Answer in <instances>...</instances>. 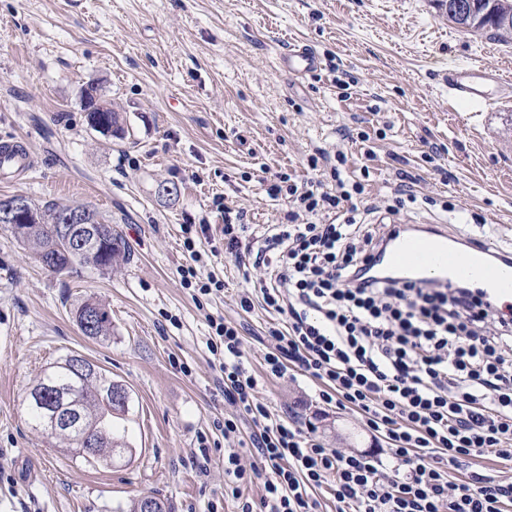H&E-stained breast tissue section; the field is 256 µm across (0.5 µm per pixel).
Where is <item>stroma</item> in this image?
I'll return each mask as SVG.
<instances>
[{
    "mask_svg": "<svg viewBox=\"0 0 512 512\" xmlns=\"http://www.w3.org/2000/svg\"><path fill=\"white\" fill-rule=\"evenodd\" d=\"M296 42L317 51L320 72L279 71L278 55ZM466 63L512 71V43L462 31L438 0H0V142H22L34 157L21 175H0V197L87 205L131 249L118 270L60 275L0 225V512H130L144 495L169 512H234L218 429L232 408L206 347L208 320L241 324L260 374L272 317L240 310V292L264 272L225 253L203 256L223 292L197 298L180 281L181 225L206 217L220 236L214 196L265 231L288 201L266 194L264 175L303 184L315 178L311 154L341 151L345 174L369 165V204L407 175L418 194L456 205L395 223L444 224L512 249V90L488 108L449 101L441 75ZM90 90L120 112L125 137L88 125ZM474 213L483 224L470 223ZM89 297L111 309L110 339L78 329L73 312ZM69 354L127 389L131 461L88 465L28 425L30 390ZM260 397L326 447L377 444L358 415L318 404L305 378L264 380ZM202 435L213 443L203 470Z\"/></svg>",
    "mask_w": 512,
    "mask_h": 512,
    "instance_id": "35a3bbf8",
    "label": "stroma"
}]
</instances>
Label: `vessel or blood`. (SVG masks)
<instances>
[{
	"label": "vessel or blood",
	"mask_w": 512,
	"mask_h": 512,
	"mask_svg": "<svg viewBox=\"0 0 512 512\" xmlns=\"http://www.w3.org/2000/svg\"><path fill=\"white\" fill-rule=\"evenodd\" d=\"M288 76L313 75L321 68L318 53L300 44L288 46L278 57ZM448 98L480 106L491 105L497 93L512 86L502 70L481 65L456 66L446 76ZM449 233L440 226L396 229L369 264L372 276H392L406 282H445L475 285L499 305L512 309V252L488 236L463 235V245L448 244Z\"/></svg>",
	"instance_id": "obj_1"
}]
</instances>
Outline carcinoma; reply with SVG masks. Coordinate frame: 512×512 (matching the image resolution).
<instances>
[{"mask_svg":"<svg viewBox=\"0 0 512 512\" xmlns=\"http://www.w3.org/2000/svg\"><path fill=\"white\" fill-rule=\"evenodd\" d=\"M448 3V21L468 32L491 30L501 39L512 40V23L504 24L501 17L512 15V3L509 0H470L472 17L457 14L453 8L454 0H442ZM84 111L90 127L96 129L105 125L112 132H122L120 113L112 105L97 99L89 93L85 96ZM40 219L38 224H18L12 228L14 236L23 244L30 246L37 257L51 259L68 269V273L77 274L84 268L96 269L100 266L110 272L129 257V247L123 237L112 225L97 218V215L82 205H63L45 203L43 205L28 200ZM81 210L86 221L96 225L99 236L106 242L105 252L93 257L72 251L65 233V225L57 223L59 217L69 211ZM97 307L100 314L94 329L87 331L82 323L83 313ZM75 321L81 332L93 339H106L112 335V311L100 301L89 298L75 310ZM69 355L44 370L39 378L38 387L46 390L44 406L38 410L27 408L29 423L47 435L67 444L74 454L88 464H110L111 454L123 450L127 460H132L135 449L129 446L125 435L114 424V420L125 417L129 410V398L126 388L112 380L104 369L90 362L88 370L77 376L69 368ZM112 399H107V394ZM71 408L78 423L72 425H51L50 416L57 408Z\"/></svg>","mask_w":512,"mask_h":512,"instance_id":"cac0c4a2","label":"carcinoma"}]
</instances>
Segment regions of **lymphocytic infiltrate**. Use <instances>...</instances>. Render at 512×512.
Returning a JSON list of instances; mask_svg holds the SVG:
<instances>
[{
    "mask_svg": "<svg viewBox=\"0 0 512 512\" xmlns=\"http://www.w3.org/2000/svg\"><path fill=\"white\" fill-rule=\"evenodd\" d=\"M345 162L340 153L309 157L311 170L329 169V190L272 174L267 194L288 196L292 208L260 236L243 212L213 200L225 253L265 271L240 309L259 305L282 318L268 329L261 375L244 360L238 325L209 321L206 347L221 357L224 400L236 410L222 427L231 444L224 494L237 512H318L315 493L325 487L336 512H512V315L461 285L368 279L387 236L369 221L377 209L364 184L343 178ZM210 229L204 219L181 227L191 262L180 280L201 296L224 289L200 266ZM291 371L317 386L323 405L358 413L387 449L327 448L275 418L259 398L262 379ZM240 413L255 426L246 453L232 447ZM486 455L507 475L477 470ZM463 468L466 479H456ZM257 481L259 500L243 498Z\"/></svg>",
    "mask_w": 512,
    "mask_h": 512,
    "instance_id": "1",
    "label": "lymphocytic infiltrate"
}]
</instances>
